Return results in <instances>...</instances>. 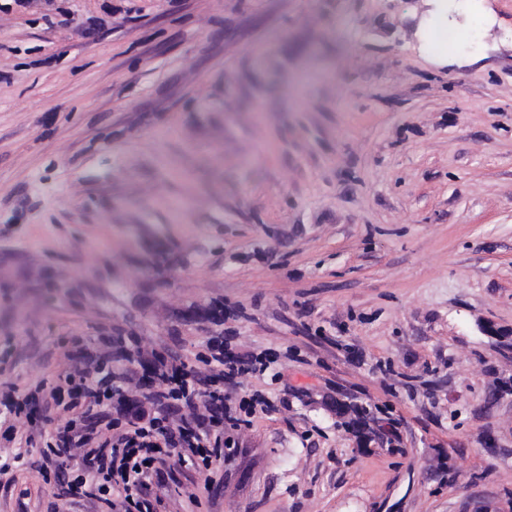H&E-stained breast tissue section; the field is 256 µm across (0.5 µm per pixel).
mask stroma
<instances>
[{
    "mask_svg": "<svg viewBox=\"0 0 512 512\" xmlns=\"http://www.w3.org/2000/svg\"><path fill=\"white\" fill-rule=\"evenodd\" d=\"M440 14L476 43L433 49ZM104 336L270 360L244 386L274 411L161 512H507L512 0L0 12V386ZM41 464L0 512H89Z\"/></svg>",
    "mask_w": 512,
    "mask_h": 512,
    "instance_id": "stroma-1",
    "label": "stroma"
}]
</instances>
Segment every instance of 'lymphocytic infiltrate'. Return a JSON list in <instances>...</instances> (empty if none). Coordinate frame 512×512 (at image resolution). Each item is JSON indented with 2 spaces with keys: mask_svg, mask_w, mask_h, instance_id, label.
Instances as JSON below:
<instances>
[{
  "mask_svg": "<svg viewBox=\"0 0 512 512\" xmlns=\"http://www.w3.org/2000/svg\"><path fill=\"white\" fill-rule=\"evenodd\" d=\"M73 362L53 384L25 395L0 390V438L17 437L18 421L43 438L42 457L56 468L58 499H79L91 512H157L152 488L173 465L211 471L229 429L250 425L256 411L269 412L262 393L245 395L238 380L266 368L260 357H239L222 340L209 343L193 362L153 355L149 378L114 379L95 363L82 342L67 354ZM54 407L63 423L34 417L30 408Z\"/></svg>",
  "mask_w": 512,
  "mask_h": 512,
  "instance_id": "lymphocytic-infiltrate-1",
  "label": "lymphocytic infiltrate"
}]
</instances>
